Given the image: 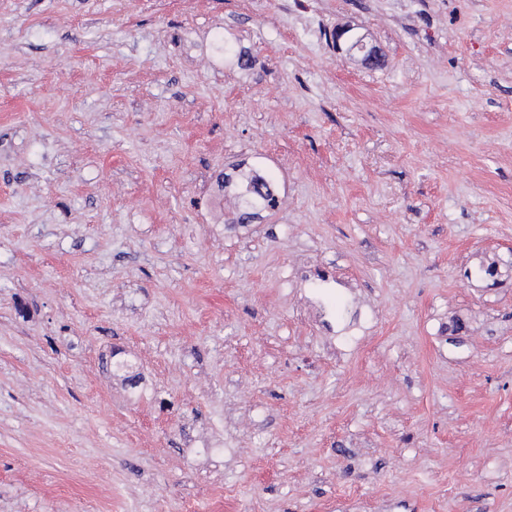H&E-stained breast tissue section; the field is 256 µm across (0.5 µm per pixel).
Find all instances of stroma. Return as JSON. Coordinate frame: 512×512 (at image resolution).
<instances>
[{
  "instance_id": "1",
  "label": "stroma",
  "mask_w": 512,
  "mask_h": 512,
  "mask_svg": "<svg viewBox=\"0 0 512 512\" xmlns=\"http://www.w3.org/2000/svg\"><path fill=\"white\" fill-rule=\"evenodd\" d=\"M307 3L0 0V512H512V0ZM243 189L238 196L239 206L243 201L244 210L240 211L232 223L243 224L248 219L244 217H258L260 209H273L277 205V199L271 191V184L266 177L258 172H252L243 178Z\"/></svg>"
}]
</instances>
